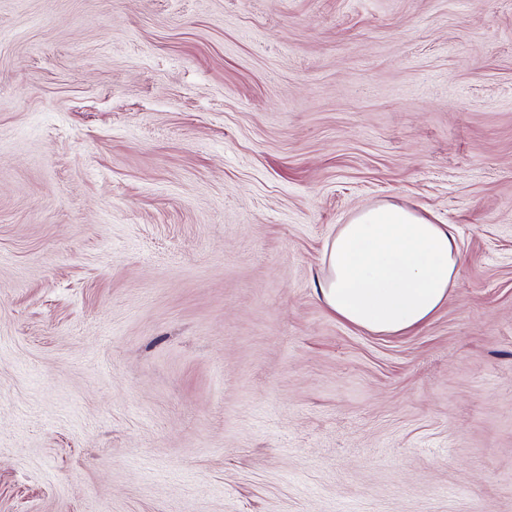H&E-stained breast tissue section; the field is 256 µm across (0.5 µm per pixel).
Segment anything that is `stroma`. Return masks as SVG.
I'll use <instances>...</instances> for the list:
<instances>
[{
	"label": "stroma",
	"mask_w": 512,
	"mask_h": 512,
	"mask_svg": "<svg viewBox=\"0 0 512 512\" xmlns=\"http://www.w3.org/2000/svg\"><path fill=\"white\" fill-rule=\"evenodd\" d=\"M383 203L404 336L317 295ZM0 512H512V0H0ZM319 297L342 322L402 336L444 304L461 264L451 225L386 203L358 212L325 245Z\"/></svg>",
	"instance_id": "stroma-1"
}]
</instances>
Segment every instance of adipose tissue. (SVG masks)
I'll return each mask as SVG.
<instances>
[{
	"instance_id": "ef3b65f1",
	"label": "adipose tissue",
	"mask_w": 512,
	"mask_h": 512,
	"mask_svg": "<svg viewBox=\"0 0 512 512\" xmlns=\"http://www.w3.org/2000/svg\"><path fill=\"white\" fill-rule=\"evenodd\" d=\"M319 297L342 322L401 336L444 304L461 264L451 225L386 203L358 212L325 246Z\"/></svg>"
}]
</instances>
